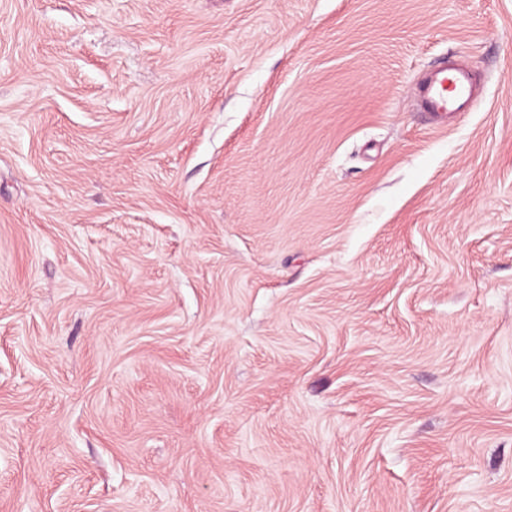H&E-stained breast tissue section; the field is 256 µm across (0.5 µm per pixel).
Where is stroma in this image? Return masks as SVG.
I'll return each instance as SVG.
<instances>
[{
    "instance_id": "35a3bbf8",
    "label": "stroma",
    "mask_w": 512,
    "mask_h": 512,
    "mask_svg": "<svg viewBox=\"0 0 512 512\" xmlns=\"http://www.w3.org/2000/svg\"><path fill=\"white\" fill-rule=\"evenodd\" d=\"M0 512H512V0H0ZM449 83V85H448ZM477 81L465 62L428 72L418 84L417 107L441 120L448 112L464 113L476 98Z\"/></svg>"
}]
</instances>
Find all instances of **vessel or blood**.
I'll use <instances>...</instances> for the list:
<instances>
[{
  "mask_svg": "<svg viewBox=\"0 0 512 512\" xmlns=\"http://www.w3.org/2000/svg\"><path fill=\"white\" fill-rule=\"evenodd\" d=\"M477 81L466 63L455 62L428 72L420 81L417 107L441 120L448 113H463L476 98Z\"/></svg>",
  "mask_w": 512,
  "mask_h": 512,
  "instance_id": "b4317fda",
  "label": "vessel or blood"
}]
</instances>
